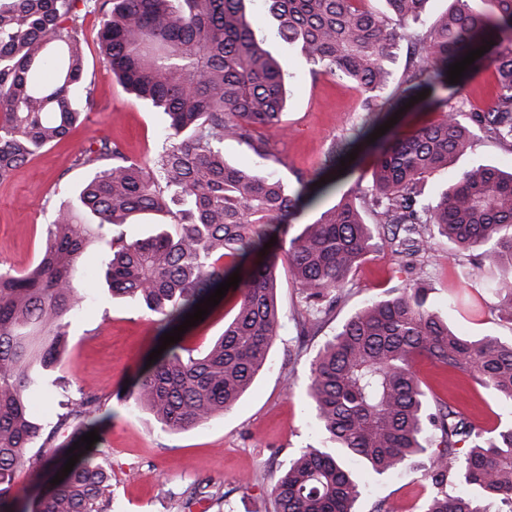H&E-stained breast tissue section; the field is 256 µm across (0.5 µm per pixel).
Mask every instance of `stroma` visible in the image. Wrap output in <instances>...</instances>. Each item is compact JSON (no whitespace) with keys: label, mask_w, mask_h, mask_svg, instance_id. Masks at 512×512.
Returning <instances> with one entry per match:
<instances>
[{"label":"stroma","mask_w":512,"mask_h":512,"mask_svg":"<svg viewBox=\"0 0 512 512\" xmlns=\"http://www.w3.org/2000/svg\"><path fill=\"white\" fill-rule=\"evenodd\" d=\"M251 22L257 34L267 36L272 54L287 63L286 110L281 124L260 131L272 151L269 159L256 156L247 144L228 141L226 160L262 169L292 189L299 179L316 174L336 184L299 223L289 227L292 236L336 205L344 192L371 186L375 153L364 130L391 120L396 129L407 133L439 119L444 108H457L462 98L481 105L493 97L492 72L483 69L465 79L462 92L451 87L440 90V104L418 100L394 119L386 113L373 114L363 109L364 95L352 83L310 74L297 52L271 37L273 25L267 13L254 11ZM83 29L85 80L92 91L84 108L85 120L68 138L44 148L11 180L0 184L1 270L21 271L36 262L55 212L71 204L75 189L89 174L73 164L80 150L106 138L120 144L131 160L142 163L152 157L166 125L163 113L152 111L113 77L98 52L97 15H86ZM336 142L352 144L356 152L342 169L325 164ZM478 163L510 169L512 148L476 133L468 154L425 178V196H434L454 174ZM433 242L409 274L399 272L390 250L373 253L350 275L331 316L307 334L298 324L300 291L287 263H280L281 328L267 365L237 403L182 431L163 427L149 411L125 400V382L135 380L159 345L155 316L132 299L111 297L103 278L109 254L104 250L91 254L78 267L74 282L95 301L72 318L67 350L55 376L68 382L71 390L96 394L107 403L111 418L97 447L112 470L111 512H178L182 495L216 490L224 495L220 512H273V483L304 448L320 441L306 396L313 360L345 319L387 289L424 281L440 314L458 333L511 339L512 324L495 313L487 310L475 317L448 305L449 288L467 283L480 287L484 299L494 302L489 285L499 278V271L473 269L445 237L434 236ZM236 300V292L228 291L204 321L189 327L184 344L193 354H203L223 333L235 313ZM415 370L427 394L453 405L474 426L491 429L512 421V404L500 401L470 376L425 358L416 361ZM359 478L361 494L355 512H376L382 504L395 506L398 512H425L430 488L418 463L409 461L382 475L363 469Z\"/></svg>","instance_id":"obj_1"}]
</instances>
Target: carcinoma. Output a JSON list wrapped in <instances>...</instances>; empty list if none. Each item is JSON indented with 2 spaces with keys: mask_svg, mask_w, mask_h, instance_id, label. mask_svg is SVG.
<instances>
[{
  "mask_svg": "<svg viewBox=\"0 0 512 512\" xmlns=\"http://www.w3.org/2000/svg\"><path fill=\"white\" fill-rule=\"evenodd\" d=\"M83 11H78L77 2ZM0 0V183L43 148L81 124L84 82L81 13L100 16V55L120 84L168 117L152 158L130 160L101 139L75 155L91 170L71 205L54 214L45 248L28 269L0 271V512H9L18 472L39 476L67 457L87 432L110 418L106 401L67 387L55 431L28 410V397L52 372L67 343L70 318L89 303L76 268L97 248L111 253L106 279L114 295L139 299L157 315L159 334L239 272L233 319L201 355L172 343L137 378L128 397L173 431L224 412L266 366L278 336L280 254L302 296L304 326L331 315L354 267L383 246L400 265L427 251L430 226L467 252L473 267L507 276L493 284L491 309L512 323V172L492 165L462 171L435 198L422 182L465 155L473 127L512 146V0H450L428 27H415L426 0ZM260 6L272 35L296 48L312 73L346 79L377 107L391 64L407 43L416 64L388 100L448 87L447 71L481 46L474 64L492 70L496 94L483 108L446 112L377 153L368 204L343 198L283 246L286 233L319 196L314 180L292 190L276 177L224 160V142L247 143L268 158L257 128L281 122L284 65L266 49L249 13ZM154 218V234L115 228ZM419 358L457 369L512 403V340L471 339L448 326L419 283L392 288L349 317L319 350L307 388L320 447L304 449L273 484V512H352L361 494L351 461L377 474L424 455L433 489L425 512H489L491 499L512 512V423L474 428L446 402L428 399L414 371ZM88 451L32 512H110L111 476Z\"/></svg>",
  "mask_w": 512,
  "mask_h": 512,
  "instance_id": "obj_1",
  "label": "carcinoma"
}]
</instances>
